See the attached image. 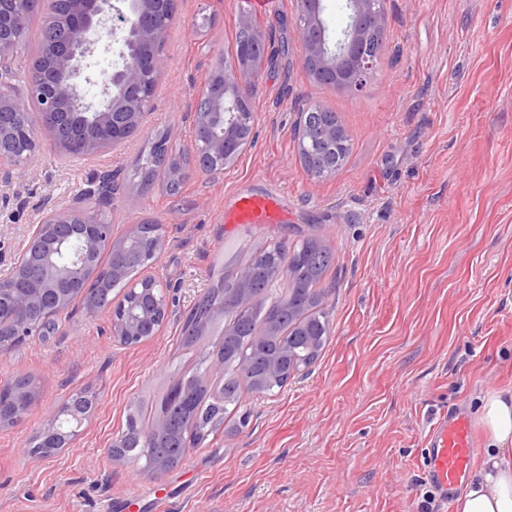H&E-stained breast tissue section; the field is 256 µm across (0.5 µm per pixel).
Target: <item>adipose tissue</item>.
<instances>
[{"label":"adipose tissue","instance_id":"1","mask_svg":"<svg viewBox=\"0 0 512 512\" xmlns=\"http://www.w3.org/2000/svg\"><path fill=\"white\" fill-rule=\"evenodd\" d=\"M477 423L484 433L481 463L456 498V512H512V394L479 399Z\"/></svg>","mask_w":512,"mask_h":512}]
</instances>
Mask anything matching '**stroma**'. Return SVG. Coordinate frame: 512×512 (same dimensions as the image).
Listing matches in <instances>:
<instances>
[{
	"label": "stroma",
	"instance_id": "stroma-1",
	"mask_svg": "<svg viewBox=\"0 0 512 512\" xmlns=\"http://www.w3.org/2000/svg\"><path fill=\"white\" fill-rule=\"evenodd\" d=\"M388 49L359 93L317 83L302 65L296 0H268L254 22L274 53L251 86L254 147L223 173L192 174L177 194L134 173L157 132L193 144L197 91L232 56L246 0H177L150 115L123 144L65 157L47 130L0 210V277L51 208L114 177V236L163 225L156 267L173 287L158 336L123 348L110 317L74 302L55 331L0 351V380L34 376L40 399L0 428V512H454L427 484L431 425L474 417L512 392V0H384ZM287 53H280V45ZM336 112L351 151L333 177L301 165L300 110ZM242 194H272L279 224H228ZM315 236L334 261L322 286L332 333L318 361L274 396L245 393L246 427L188 449L159 476L109 449L135 404L151 405L195 363L182 326L235 251ZM96 406L71 445L27 452L75 390Z\"/></svg>",
	"mask_w": 512,
	"mask_h": 512
}]
</instances>
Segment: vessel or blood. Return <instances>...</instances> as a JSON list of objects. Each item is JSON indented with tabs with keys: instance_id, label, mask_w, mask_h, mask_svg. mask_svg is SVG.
Listing matches in <instances>:
<instances>
[{
	"instance_id": "obj_1",
	"label": "vessel or blood",
	"mask_w": 512,
	"mask_h": 512,
	"mask_svg": "<svg viewBox=\"0 0 512 512\" xmlns=\"http://www.w3.org/2000/svg\"><path fill=\"white\" fill-rule=\"evenodd\" d=\"M283 219L278 202L268 196L242 195L225 212L228 224H277ZM475 457L474 440L467 416L457 412L440 418L431 429L424 473L440 500L466 480Z\"/></svg>"
}]
</instances>
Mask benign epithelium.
I'll use <instances>...</instances> for the list:
<instances>
[{
	"label": "benign epithelium",
	"instance_id": "benign-epithelium-1",
	"mask_svg": "<svg viewBox=\"0 0 512 512\" xmlns=\"http://www.w3.org/2000/svg\"><path fill=\"white\" fill-rule=\"evenodd\" d=\"M125 8L112 0H0V181L17 177L39 152L41 142L35 129H48L59 150L65 154H94L125 141L141 126L149 112L159 77L165 68V39L174 24L173 9L164 0H123ZM46 9L43 25L64 32L51 44L49 69L28 79V99L12 93L10 80L14 49L24 36L27 13ZM349 23L330 42L320 17V0H298L297 24L303 46V64L319 83L341 85L357 92L366 88L376 63L387 50L384 36L387 18L382 0H347ZM120 45V63L106 74L98 100L87 99L83 85L93 83L89 58L97 50L112 52ZM236 56L245 65L218 67L209 76L194 112L195 140L191 152L197 168L215 175L235 163L255 141V113L243 104L246 85L261 76L269 61L266 39L239 46ZM35 109H30V106ZM326 111L321 104H308L299 112L296 126L297 149H306L313 139L336 142V120L317 129L309 127L307 113ZM167 181L178 185L188 176L178 163L164 161ZM112 204V185L98 181L83 198L72 205L46 212L35 225L28 244L14 258L11 276L0 279V309L13 314L10 336L15 345L42 336L55 326L72 304L74 290L88 295V274L122 280L119 265L94 266L101 249L117 251L122 244L112 239L106 213ZM146 252L149 272L145 278L161 287V296L145 290L146 301L139 310L125 308L122 301L100 306L89 300L84 305L93 316L109 311L112 336L127 346L137 345L162 329L169 314L170 285L151 268L157 265L165 245L162 227L151 235ZM27 274L38 287L18 288L14 275ZM38 315L34 320L29 314ZM13 404L26 409L39 394L11 381ZM85 421L75 403H63L49 417L41 433L66 436L59 429L62 420Z\"/></svg>",
	"mask_w": 512,
	"mask_h": 512
}]
</instances>
